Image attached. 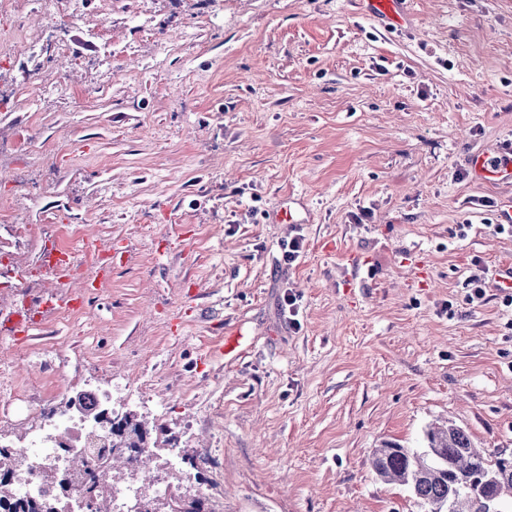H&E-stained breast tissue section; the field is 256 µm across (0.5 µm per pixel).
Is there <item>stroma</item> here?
Listing matches in <instances>:
<instances>
[{"mask_svg":"<svg viewBox=\"0 0 512 512\" xmlns=\"http://www.w3.org/2000/svg\"><path fill=\"white\" fill-rule=\"evenodd\" d=\"M407 2L395 28L365 0H80L78 27L30 0L22 24L0 14L17 91L0 157L18 169L0 253L34 265L17 219L79 225L77 254L112 253L111 290L0 334V369L67 401L94 364L186 458L119 484L207 512H428L374 472L382 441L420 448L450 422L512 454V235L494 230L512 185L468 167L512 143V0ZM43 33L80 64L7 48ZM286 205L297 223H278Z\"/></svg>","mask_w":512,"mask_h":512,"instance_id":"35a3bbf8","label":"stroma"}]
</instances>
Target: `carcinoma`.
Returning a JSON list of instances; mask_svg holds the SVG:
<instances>
[{
	"instance_id": "carcinoma-1",
	"label": "carcinoma",
	"mask_w": 512,
	"mask_h": 512,
	"mask_svg": "<svg viewBox=\"0 0 512 512\" xmlns=\"http://www.w3.org/2000/svg\"><path fill=\"white\" fill-rule=\"evenodd\" d=\"M98 420L110 425L111 437L95 444L109 448L101 477L93 479L92 497L96 512H109V490L116 477L115 462L131 448H144L149 432L133 412L119 419L99 413ZM422 452L384 441L372 451V466L382 480L411 488L429 506L428 512H485L484 506L497 504L502 512H512V467L505 468L478 448L467 432L452 423L431 427ZM25 459L10 448L0 446V507L12 505L13 512H51L43 503L15 498L9 477Z\"/></svg>"
}]
</instances>
